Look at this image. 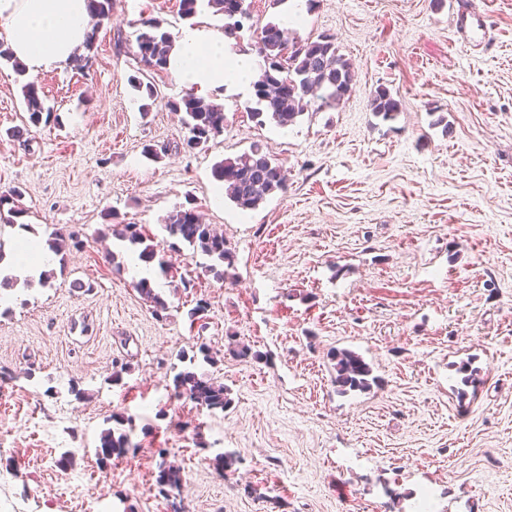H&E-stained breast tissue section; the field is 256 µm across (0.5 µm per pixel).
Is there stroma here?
I'll use <instances>...</instances> for the list:
<instances>
[{"label":"stroma","instance_id":"stroma-1","mask_svg":"<svg viewBox=\"0 0 512 512\" xmlns=\"http://www.w3.org/2000/svg\"><path fill=\"white\" fill-rule=\"evenodd\" d=\"M484 2L487 45L453 28L458 0H316L290 29L334 35L350 96L281 128L251 117V91H225L223 135L191 151L165 105L186 89L115 46L145 17L183 27L179 0H113L87 70L0 65V191L19 189L25 211L0 220V245L23 229L43 247L85 233L48 283L17 284L0 309V512H170L160 448L189 512H390L391 489L399 512H512V0ZM293 5L252 0L237 51ZM137 73L159 92L147 112ZM28 80L59 124H29ZM379 87L400 100L395 119L371 112ZM254 143L287 169V190L244 212L213 168ZM188 205L223 229L232 279L208 275L199 251L170 250L165 221ZM115 219L153 241L167 320L123 269L127 248L103 237ZM232 340L262 359L233 357ZM343 348L371 366L370 390L337 393L328 354ZM465 363L480 382L461 401ZM185 369L224 384L229 409L176 397ZM118 415L140 449L104 463ZM224 454L236 463L223 475ZM165 449H159L161 462L158 465V472L155 478L156 486L159 493L165 498L172 496L171 492L177 491L178 495L181 491L183 478L181 470L174 465L167 464L165 461Z\"/></svg>","mask_w":512,"mask_h":512}]
</instances>
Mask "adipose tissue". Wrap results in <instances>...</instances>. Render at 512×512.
Returning <instances> with one entry per match:
<instances>
[{
	"label": "adipose tissue",
	"instance_id": "ef3b65f1",
	"mask_svg": "<svg viewBox=\"0 0 512 512\" xmlns=\"http://www.w3.org/2000/svg\"><path fill=\"white\" fill-rule=\"evenodd\" d=\"M0 30L29 71L67 64L89 30L87 0H0ZM257 65L255 55L231 52L223 36L191 24L175 36L169 70L191 93L220 95L248 87Z\"/></svg>",
	"mask_w": 512,
	"mask_h": 512
}]
</instances>
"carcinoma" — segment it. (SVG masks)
Instances as JSON below:
<instances>
[{"instance_id":"cac0c4a2","label":"carcinoma","mask_w":512,"mask_h":512,"mask_svg":"<svg viewBox=\"0 0 512 512\" xmlns=\"http://www.w3.org/2000/svg\"><path fill=\"white\" fill-rule=\"evenodd\" d=\"M246 0H179V11L183 19L195 18L202 8L207 7L215 15L224 17V34L235 37L250 19V8ZM90 14L102 25L112 16V0H87ZM173 34L156 18H143L130 50L134 60L156 73L168 71L169 53L173 45ZM257 53L263 59L259 73L252 81L255 106L250 113L265 117L279 127L296 122L313 103L321 108L339 105L353 90L351 64L339 54L336 38L324 34L315 40L290 39L275 22L267 23L261 30L256 45ZM22 94L33 125L57 124L59 116L45 106L40 90L33 81L22 86ZM166 106L173 112L186 115L184 124L187 136L183 145H206L222 135L227 117L224 107L208 102L194 95L179 100H169ZM369 106L375 115L385 120L394 119L400 112V102L385 88H378L369 94ZM214 176L224 184L225 195L244 211L257 209L269 196L286 190V178L282 166L276 159L254 144L249 150L234 158H225L214 165ZM20 194L15 189L0 193V212L5 210L10 218H17L23 209L17 205ZM165 229L201 253L214 259L208 265V272L218 280L227 277V270L234 266L235 258L224 234L213 225L203 222L201 214L194 207L182 208L167 218ZM111 235L132 246H142L140 257L149 259L154 255V245L148 243L141 227L137 224H113ZM83 240L71 233L59 237L50 250L60 255L70 249L78 250ZM137 290L143 298L153 304V312L159 318L167 312V303L154 292L150 283L142 281ZM333 382L337 392L366 391L376 383L372 368L357 353L347 349L330 352ZM178 396L192 402L195 407L209 412L224 410L230 405L227 389L210 379L198 376L190 370H182L173 378ZM138 448L126 432L115 434L109 430L101 437L100 455L103 460H121ZM159 493L166 498L174 491H181L183 478L181 470L161 461L155 478Z\"/></svg>"}]
</instances>
